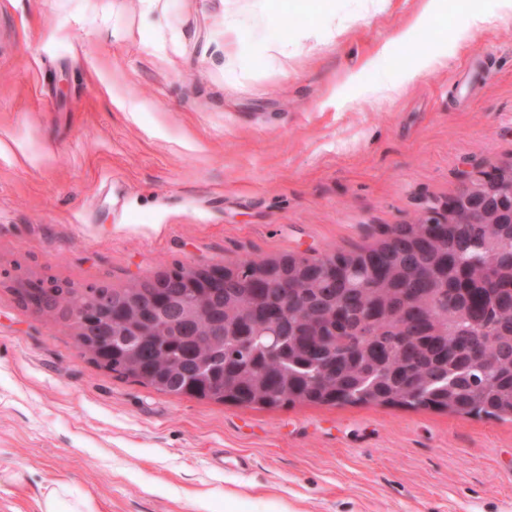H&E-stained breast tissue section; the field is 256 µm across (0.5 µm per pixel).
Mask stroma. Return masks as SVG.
<instances>
[{
    "instance_id": "35a3bbf8",
    "label": "stroma",
    "mask_w": 512,
    "mask_h": 512,
    "mask_svg": "<svg viewBox=\"0 0 512 512\" xmlns=\"http://www.w3.org/2000/svg\"><path fill=\"white\" fill-rule=\"evenodd\" d=\"M422 3L0 0V512H512V421L165 394L18 293L368 249L512 160V13L384 54ZM97 512L94 501L86 494L72 487L68 482L58 480L44 486L35 504V512Z\"/></svg>"
}]
</instances>
